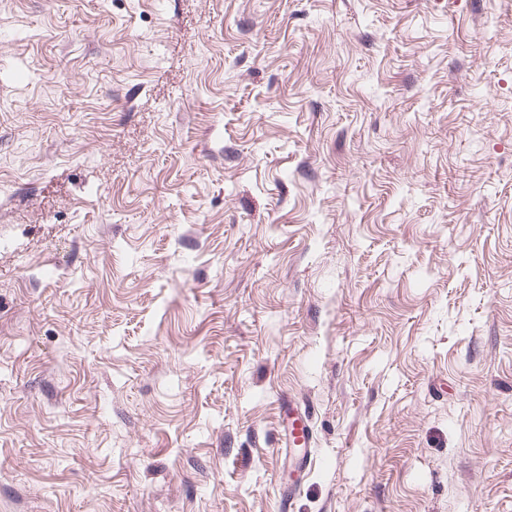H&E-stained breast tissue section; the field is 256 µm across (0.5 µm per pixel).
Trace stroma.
Returning <instances> with one entry per match:
<instances>
[{
	"instance_id": "35a3bbf8",
	"label": "stroma",
	"mask_w": 512,
	"mask_h": 512,
	"mask_svg": "<svg viewBox=\"0 0 512 512\" xmlns=\"http://www.w3.org/2000/svg\"><path fill=\"white\" fill-rule=\"evenodd\" d=\"M0 199V512H512V0H9ZM295 409L291 402L288 400V436L292 446L298 451L302 452L299 459V467H305L307 464V448L310 440V429L304 422L303 418L294 412ZM300 424L296 425V422Z\"/></svg>"
}]
</instances>
